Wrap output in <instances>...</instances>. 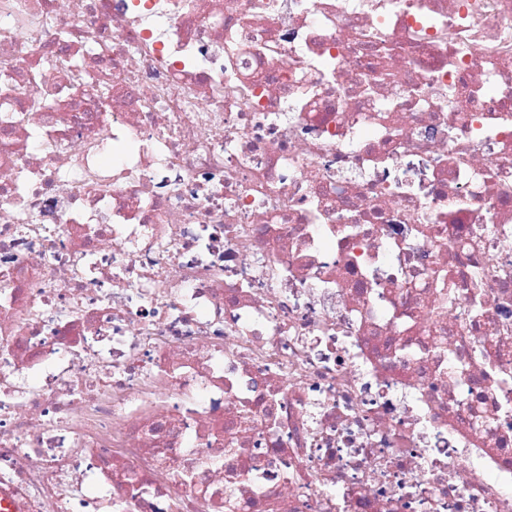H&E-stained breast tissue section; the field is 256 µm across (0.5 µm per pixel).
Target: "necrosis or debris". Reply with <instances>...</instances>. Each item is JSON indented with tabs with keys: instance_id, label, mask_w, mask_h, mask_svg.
<instances>
[{
	"instance_id": "obj_1",
	"label": "necrosis or debris",
	"mask_w": 512,
	"mask_h": 512,
	"mask_svg": "<svg viewBox=\"0 0 512 512\" xmlns=\"http://www.w3.org/2000/svg\"><path fill=\"white\" fill-rule=\"evenodd\" d=\"M0 512H512V0H0Z\"/></svg>"
}]
</instances>
